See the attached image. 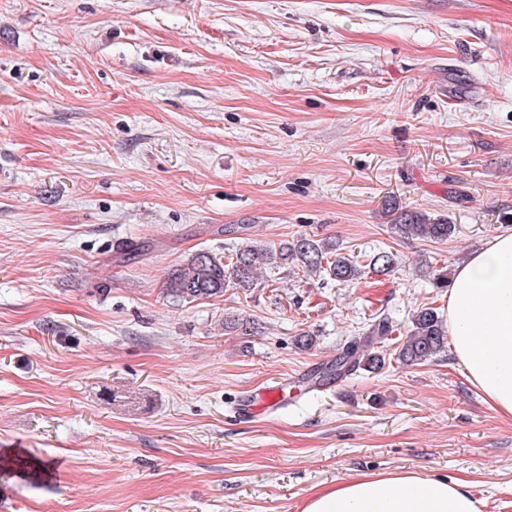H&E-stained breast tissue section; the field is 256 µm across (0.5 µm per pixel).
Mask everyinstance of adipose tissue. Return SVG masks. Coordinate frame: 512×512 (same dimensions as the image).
Returning a JSON list of instances; mask_svg holds the SVG:
<instances>
[{
    "mask_svg": "<svg viewBox=\"0 0 512 512\" xmlns=\"http://www.w3.org/2000/svg\"><path fill=\"white\" fill-rule=\"evenodd\" d=\"M447 326L468 382L512 418V234L494 238L457 267ZM303 512H481V503L465 482L397 469L319 489Z\"/></svg>",
    "mask_w": 512,
    "mask_h": 512,
    "instance_id": "1",
    "label": "adipose tissue"
}]
</instances>
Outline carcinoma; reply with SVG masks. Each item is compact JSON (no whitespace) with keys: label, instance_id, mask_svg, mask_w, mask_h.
Here are the masks:
<instances>
[{"label":"carcinoma","instance_id":"1","mask_svg":"<svg viewBox=\"0 0 512 512\" xmlns=\"http://www.w3.org/2000/svg\"><path fill=\"white\" fill-rule=\"evenodd\" d=\"M396 229L403 238L438 242L448 240L456 225L430 222L422 214H410ZM260 265L279 268L292 265L309 277L325 273L341 284L361 275L356 262L337 253L335 243L301 233L277 245H243L226 258L199 250L168 272L163 294L175 302L192 303L222 297L229 287L248 291L258 286ZM369 267L374 272L389 274L398 268V260L390 252H381L372 257ZM392 332L387 319L373 321L363 335L349 342L322 371L310 375L309 383L320 385L359 369L381 367L384 359L377 348ZM446 344L448 328L442 316L432 307H423L412 313L411 329L398 350V359L410 365L420 364L444 350Z\"/></svg>","mask_w":512,"mask_h":512}]
</instances>
